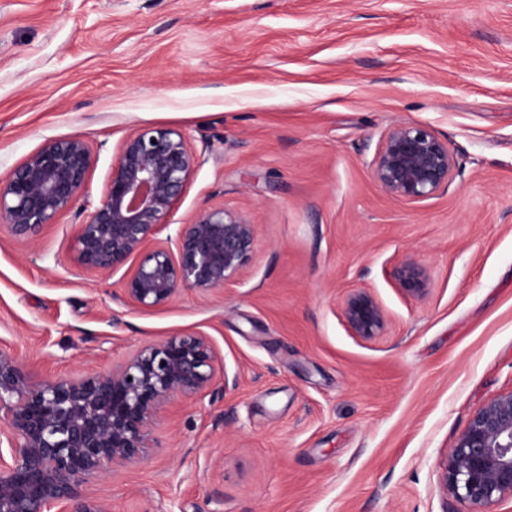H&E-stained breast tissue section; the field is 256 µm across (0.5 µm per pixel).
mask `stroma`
Returning <instances> with one entry per match:
<instances>
[{
    "instance_id": "stroma-1",
    "label": "stroma",
    "mask_w": 512,
    "mask_h": 512,
    "mask_svg": "<svg viewBox=\"0 0 512 512\" xmlns=\"http://www.w3.org/2000/svg\"><path fill=\"white\" fill-rule=\"evenodd\" d=\"M403 124L456 155L447 190L374 181ZM142 125L202 159L170 223L245 213L252 262L221 295L138 310L114 298L125 270L76 263L83 209L27 240L0 223V348L41 377L200 331L238 383L175 403L153 456L85 493L111 512H468L438 461L512 392V0H0V176L80 136L98 203ZM408 256L421 301L396 283ZM354 288L383 336L349 332ZM395 279L401 290L414 300H422L428 294V279L422 265L413 257H406L396 267ZM341 310L352 334L362 340L382 336L386 329L385 312L370 289H351L342 300Z\"/></svg>"
}]
</instances>
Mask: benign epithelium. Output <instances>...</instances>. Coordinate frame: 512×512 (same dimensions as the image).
<instances>
[{
	"instance_id": "benign-epithelium-1",
	"label": "benign epithelium",
	"mask_w": 512,
	"mask_h": 512,
	"mask_svg": "<svg viewBox=\"0 0 512 512\" xmlns=\"http://www.w3.org/2000/svg\"><path fill=\"white\" fill-rule=\"evenodd\" d=\"M199 163L181 130L132 129L103 197L77 229L75 260L89 272L111 273L138 258L121 288L123 301L137 309L165 305L185 291L213 296L254 257L255 225L222 206L158 238ZM93 166L81 137L44 142L0 178V222L17 238L56 223L83 197ZM456 167L448 143L429 128L400 125L383 137L372 176L385 193L417 201L447 188ZM395 279L414 300L428 294L426 272L412 257L396 267ZM341 310L362 340L386 329L385 312L368 288L351 289ZM219 364L201 332L145 344L108 370L42 378L0 350V512H110L105 501L86 497L83 485L148 460L152 430L168 406L208 392ZM439 467L444 489L469 512L512 497V392L473 414Z\"/></svg>"
}]
</instances>
